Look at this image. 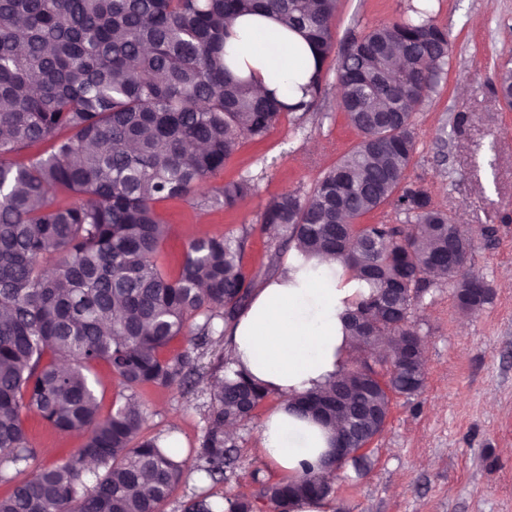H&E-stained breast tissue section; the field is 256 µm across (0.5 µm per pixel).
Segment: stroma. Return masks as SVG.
<instances>
[{
	"mask_svg": "<svg viewBox=\"0 0 512 512\" xmlns=\"http://www.w3.org/2000/svg\"><path fill=\"white\" fill-rule=\"evenodd\" d=\"M418 0H340L332 21L336 51L361 33L403 19ZM435 22L447 29L452 58L447 78L413 115L416 149L409 180L424 185L435 207L473 238L469 269L491 290L481 310L463 311L453 282L429 288L410 320L424 339L427 377L417 394L393 396L387 424L363 452L360 467L333 477V501L346 512H512V109L495 96L498 68L512 59V0H432ZM335 56L325 65L326 93L316 111L282 115L259 142H245L217 182L246 175L253 193L235 208L210 209L185 200L159 203L170 226L162 263L176 274L184 243L205 234L245 237L242 264L264 285L271 253L287 260L292 247L262 226L273 198L307 195L315 182L358 142L337 109ZM494 228L485 239V228ZM146 435L174 434L196 447L204 422L199 398L177 385L147 390ZM268 395L239 430L240 458L227 481L191 474L163 512H180L192 493L221 498L251 494L276 474L257 454L264 417L278 407ZM25 428L41 467L77 447L80 434L62 435L38 417Z\"/></svg>",
	"mask_w": 512,
	"mask_h": 512,
	"instance_id": "obj_1",
	"label": "stroma"
}]
</instances>
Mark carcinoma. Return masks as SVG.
<instances>
[{
	"mask_svg": "<svg viewBox=\"0 0 512 512\" xmlns=\"http://www.w3.org/2000/svg\"><path fill=\"white\" fill-rule=\"evenodd\" d=\"M338 0H0V455L15 465L37 456L23 415L34 414L83 442L31 471L0 497V512H159L191 470L214 483L239 460L238 437L268 392L220 353L208 374L199 359L249 306L256 277L242 267L243 238L188 241L178 273L160 262L169 227L156 205L189 200L224 170L242 140L260 141L286 112H310L325 92ZM246 12L270 14L312 45L317 66L305 96L259 95L225 62L228 27ZM373 28L338 62L337 106L359 142L302 199L284 193L262 223L307 260L339 256L365 283L347 313L364 357L329 388L296 396L298 410L360 448L381 431L392 396L426 382L412 306L454 281L475 312L490 289L466 273L473 241L407 181L415 150L412 117L448 72V30L431 13ZM496 95L512 107V67ZM253 188L240 176L211 186L203 204L232 209ZM53 189L67 198L59 205ZM393 203L407 228L357 224ZM190 333V347L164 350ZM389 349H376L382 341ZM107 363L121 401L102 415L91 368ZM207 381L204 427L187 460L161 435L143 434L140 391ZM346 400L336 408V397ZM258 493L191 496L181 512H289L294 498L327 497L329 482L307 472Z\"/></svg>",
	"mask_w": 512,
	"mask_h": 512,
	"instance_id": "carcinoma-1",
	"label": "carcinoma"
}]
</instances>
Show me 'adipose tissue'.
Masks as SVG:
<instances>
[{"label": "adipose tissue", "mask_w": 512, "mask_h": 512, "mask_svg": "<svg viewBox=\"0 0 512 512\" xmlns=\"http://www.w3.org/2000/svg\"><path fill=\"white\" fill-rule=\"evenodd\" d=\"M231 30L225 50L235 77L248 80L258 93L275 89L300 98L299 86L314 71L316 57L299 33L283 28L272 16L253 14L238 16ZM261 30L278 35L280 69H273L269 56L255 42ZM297 264V259H289L256 292L230 330L227 352L234 369L243 370L282 399L262 424L258 453L284 482L297 480L307 469L328 480L334 475L328 466L332 430L297 416L289 401L328 387L349 360L354 338L345 316L358 292L351 272L335 257L312 260L303 271Z\"/></svg>", "instance_id": "1"}]
</instances>
